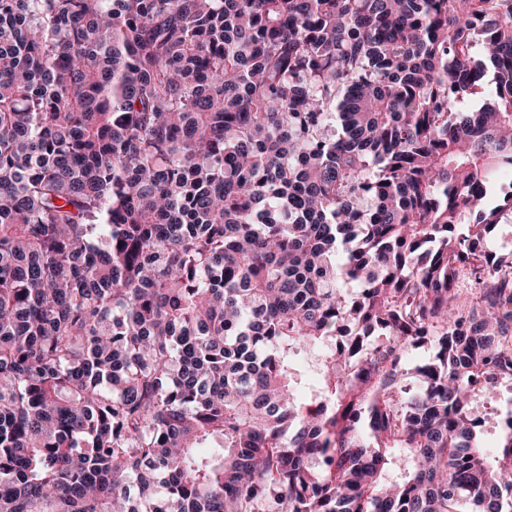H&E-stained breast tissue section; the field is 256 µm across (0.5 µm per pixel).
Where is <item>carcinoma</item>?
Wrapping results in <instances>:
<instances>
[{
  "mask_svg": "<svg viewBox=\"0 0 512 512\" xmlns=\"http://www.w3.org/2000/svg\"><path fill=\"white\" fill-rule=\"evenodd\" d=\"M502 171L512 0H0V512H512Z\"/></svg>",
  "mask_w": 512,
  "mask_h": 512,
  "instance_id": "obj_1",
  "label": "carcinoma"
}]
</instances>
